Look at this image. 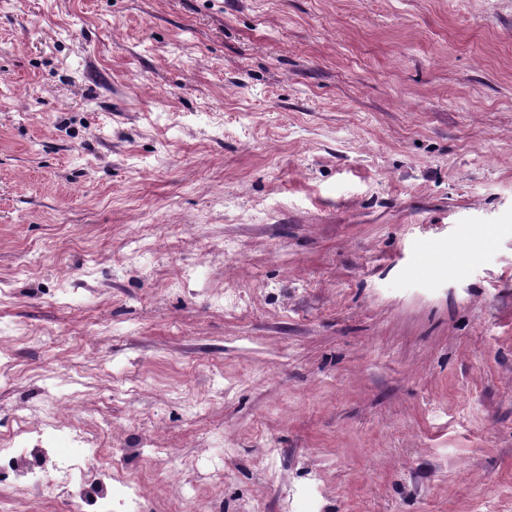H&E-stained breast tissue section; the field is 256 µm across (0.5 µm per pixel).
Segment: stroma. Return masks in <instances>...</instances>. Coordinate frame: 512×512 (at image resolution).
I'll return each mask as SVG.
<instances>
[{"label":"stroma","mask_w":512,"mask_h":512,"mask_svg":"<svg viewBox=\"0 0 512 512\" xmlns=\"http://www.w3.org/2000/svg\"><path fill=\"white\" fill-rule=\"evenodd\" d=\"M0 333L144 512H512V0H0Z\"/></svg>","instance_id":"35a3bbf8"}]
</instances>
